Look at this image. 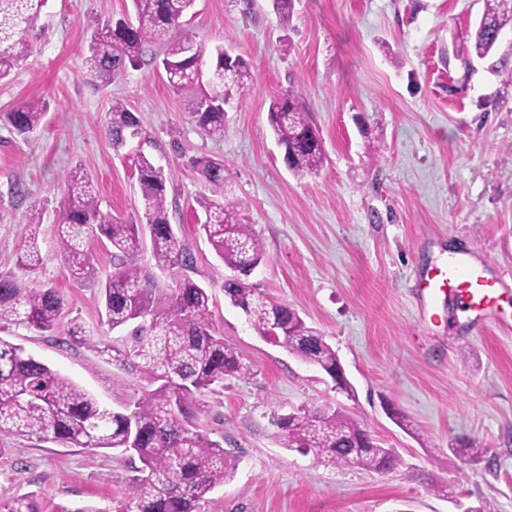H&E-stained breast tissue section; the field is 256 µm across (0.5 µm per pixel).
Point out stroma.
<instances>
[{"mask_svg":"<svg viewBox=\"0 0 512 512\" xmlns=\"http://www.w3.org/2000/svg\"><path fill=\"white\" fill-rule=\"evenodd\" d=\"M485 0H294L281 23L273 0H196L177 29L204 49L221 44L251 66L245 94L224 98V134L212 137L173 91L151 45L139 67L104 84L84 64L106 22L133 13L131 0H45L28 34L32 54L0 81V113L30 99L49 109L27 138L0 123V271H16L30 232L43 265L24 279L53 288L69 318L94 336L22 326L1 333L121 411L154 384L123 354L129 329L104 322L98 289L74 281L53 248L64 175L93 178L102 212L136 224L143 217L137 158L172 172L169 219L192 256L161 269L150 248L135 265L160 287L188 277L208 288L217 328L250 373L203 396L199 424L238 461L198 512H512V330L478 329L447 304L426 305L420 275L470 249L490 268L512 270V25L485 57H461ZM297 93L323 141L321 170L299 178L285 166L267 111ZM139 118L143 133L113 149L105 134L113 101ZM224 160L225 191L241 205L265 257L248 282L287 303L336 350L354 387L331 381L287 349L261 339L224 295L230 269L199 225L205 186L191 161ZM20 185L24 198L10 195ZM41 223L31 229V204ZM339 408L400 466L374 473L327 467L272 437L273 417L301 407ZM407 415L416 440L389 418ZM477 441L487 463L449 452ZM0 496L29 494L40 512L94 504L114 512L135 464L109 449L5 438Z\"/></svg>","mask_w":512,"mask_h":512,"instance_id":"1","label":"stroma"}]
</instances>
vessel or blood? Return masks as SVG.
Here are the masks:
<instances>
[{"label": "vessel or blood", "mask_w": 512, "mask_h": 512, "mask_svg": "<svg viewBox=\"0 0 512 512\" xmlns=\"http://www.w3.org/2000/svg\"><path fill=\"white\" fill-rule=\"evenodd\" d=\"M505 271L488 270L486 264L476 263L471 251L454 253L448 261L429 269L421 278L422 289L432 299L447 298L457 310L470 313L475 322L491 320L506 325Z\"/></svg>", "instance_id": "obj_1"}]
</instances>
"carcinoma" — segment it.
I'll return each instance as SVG.
<instances>
[{
	"instance_id": "cac0c4a2",
	"label": "carcinoma",
	"mask_w": 512,
	"mask_h": 512,
	"mask_svg": "<svg viewBox=\"0 0 512 512\" xmlns=\"http://www.w3.org/2000/svg\"><path fill=\"white\" fill-rule=\"evenodd\" d=\"M136 21L117 19L101 28L89 47L85 64L91 76L109 83L127 67L143 61L146 48L164 41L161 60L173 90L201 85L209 75L211 91L188 100V112L210 134L224 133V48H215L208 72L201 71L200 45L190 38H170L193 9L195 0H132ZM508 0H486L473 48L483 58L496 44L504 26L512 23ZM42 0H0V78L10 75L32 51L27 39ZM231 82L240 94L251 82V71L239 60ZM47 109L41 99L25 102L4 120L20 136L38 128ZM276 143L286 150L288 170L296 176L317 172L325 154L322 139L307 137L312 130L309 112L298 97L275 100L268 110ZM119 150L141 135L138 118L115 101L106 126ZM193 167L213 193L202 200L201 224L216 255L232 270L256 268L263 246L248 224L241 223L239 204L224 196V161L212 157L193 160ZM170 175L148 157H138V180L143 199V224H119L100 210L92 177L81 167L66 173L68 199L57 224L55 249L70 275L100 287L105 323L110 329L134 325L126 358L159 386L141 396L125 411H114L24 347L0 338V437L36 438L71 448L115 449L140 461L136 475L117 512H197L198 504L231 479L235 460L198 425L204 405L198 399L226 377L250 374L234 344L213 326L207 289L184 278L174 289L158 286L136 265L126 263L150 242L156 266L187 267L192 257L169 220L166 184ZM106 238L119 264L106 278L98 276L86 242ZM44 256L33 233L16 265L37 270ZM224 295L247 316L253 330L266 339L281 326L276 344L335 378L336 351L295 309L269 300L247 282L224 281ZM68 303L52 288H30L13 272L0 273V326H24L55 333L67 324V335L81 343L91 337L71 320ZM274 437L286 447L313 454L325 466L356 465L377 473L398 468L400 457L383 448L341 409L302 407L271 421ZM0 512H39L29 495L0 499Z\"/></svg>"
}]
</instances>
